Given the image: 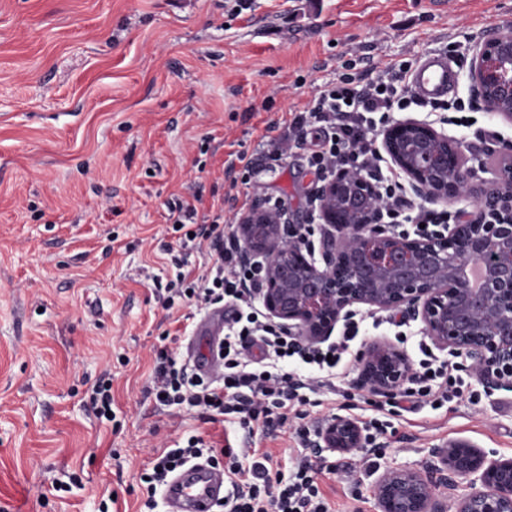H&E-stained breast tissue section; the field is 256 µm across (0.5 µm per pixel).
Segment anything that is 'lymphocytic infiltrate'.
<instances>
[{"instance_id":"obj_1","label":"lymphocytic infiltrate","mask_w":512,"mask_h":512,"mask_svg":"<svg viewBox=\"0 0 512 512\" xmlns=\"http://www.w3.org/2000/svg\"><path fill=\"white\" fill-rule=\"evenodd\" d=\"M412 61L401 60L372 67L362 73L338 75L320 85L306 109L292 113L288 137L303 143L308 129L320 130L322 139L313 150L309 165L318 179L332 177L337 170L361 172L376 184L386 206L390 223L401 222L433 226L453 224L458 212L434 210L412 204L401 184L384 174L383 157L375 145L382 126L395 113L415 108L422 112H470L473 102L463 99L440 102L418 100L408 86ZM196 209L177 205L169 221L177 239L166 251L176 268L173 280L164 286V308L174 306L206 308L224 300L239 302L230 319L228 334L221 349L224 363L222 379L210 381L190 373L167 350H159L150 395L158 405L178 406L198 411L209 423H259L273 430L297 419L296 436L309 441L310 429L304 423V405L312 394L335 391L336 367L358 333L357 324H348L342 336L327 349L302 350L287 331L266 321L255 307L246 303L250 289L259 287L264 277L262 264H242L235 247L225 246L224 227L219 223L198 224ZM208 245L211 264L206 273L193 277L188 272L193 249ZM262 356L254 359L251 348ZM415 384L404 389L406 399H423L434 394L431 382L443 379L441 401L461 397L462 381L455 376V363L420 364ZM206 459L218 463L226 459L224 473L232 493L223 505L224 512H329L317 477L323 469L319 460L298 459L288 477L272 476L260 460L242 465L232 448L193 434L184 444L164 450L145 471L146 508H154L158 488L187 464Z\"/></svg>"}]
</instances>
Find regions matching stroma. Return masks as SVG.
<instances>
[{
	"label": "stroma",
	"instance_id": "obj_1",
	"mask_svg": "<svg viewBox=\"0 0 512 512\" xmlns=\"http://www.w3.org/2000/svg\"><path fill=\"white\" fill-rule=\"evenodd\" d=\"M512 27V0H0V512H144L145 464L186 435L224 436L288 472L306 456L283 429L218 427L146 393L155 353L184 357L189 336L158 303L174 275L169 209L224 218L236 235L255 193L301 216L317 180L308 145L268 157L290 112L344 67L448 56L456 96L473 89L471 47L489 22ZM467 147L481 131L512 141V123L477 112L447 125ZM252 159L248 178L228 172ZM360 332L336 392L308 406L386 430L376 468H423L464 440L512 457V390L466 375L468 399L375 408L355 385L367 344L387 340L411 365L438 350L418 321L358 306ZM112 375V419L86 391ZM331 512H377L365 455L325 452Z\"/></svg>",
	"mask_w": 512,
	"mask_h": 512
}]
</instances>
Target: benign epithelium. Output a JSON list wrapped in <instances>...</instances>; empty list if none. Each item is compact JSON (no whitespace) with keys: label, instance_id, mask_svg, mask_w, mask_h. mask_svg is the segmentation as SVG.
I'll return each instance as SVG.
<instances>
[{"label":"benign epithelium","instance_id":"benign-epithelium-1","mask_svg":"<svg viewBox=\"0 0 512 512\" xmlns=\"http://www.w3.org/2000/svg\"><path fill=\"white\" fill-rule=\"evenodd\" d=\"M468 77L482 107L512 122V34L474 42ZM383 147L409 190L430 203L474 200L457 224L430 235L397 234L381 221L384 203L366 175L345 170L315 190L305 221L323 222L319 244L258 194L233 238L240 262L262 259L255 289L268 315L302 345L330 339L364 304L420 321L441 351L463 356L489 391L512 389V143L481 152L500 159L497 175L473 184L462 142L426 119L390 126ZM482 271L473 286L467 268ZM413 379L403 350L373 342L359 357L356 386L397 392ZM359 423L332 418L314 447L343 455L366 450ZM430 471L388 468L375 479L379 512H512V457L490 458L467 441L431 450Z\"/></svg>","mask_w":512,"mask_h":512}]
</instances>
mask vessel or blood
<instances>
[{
	"mask_svg": "<svg viewBox=\"0 0 512 512\" xmlns=\"http://www.w3.org/2000/svg\"><path fill=\"white\" fill-rule=\"evenodd\" d=\"M456 84V71L447 57L436 51L423 52L410 74L413 93L426 100L446 98ZM192 334L194 342L187 354L196 373L206 378L221 376L222 366L214 350L224 338L223 308H214L197 321ZM227 496L223 471L203 463L179 471L164 490L167 512H213Z\"/></svg>",
	"mask_w": 512,
	"mask_h": 512,
	"instance_id": "b4317fda",
	"label": "vessel or blood"
}]
</instances>
